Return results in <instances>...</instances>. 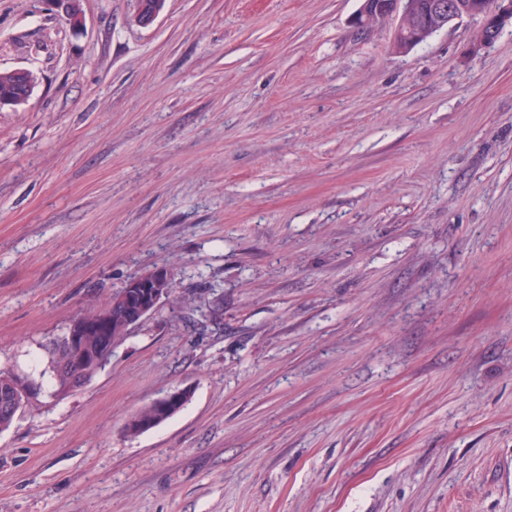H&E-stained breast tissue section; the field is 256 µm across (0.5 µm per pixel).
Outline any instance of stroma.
<instances>
[{"label": "stroma", "mask_w": 512, "mask_h": 512, "mask_svg": "<svg viewBox=\"0 0 512 512\" xmlns=\"http://www.w3.org/2000/svg\"><path fill=\"white\" fill-rule=\"evenodd\" d=\"M360 0H0V369L162 304L0 433V512H512V23ZM188 403L130 437V414ZM483 2L473 0L464 4L460 0H362L353 25L365 29L377 20L397 13L399 23L395 29L393 47L398 52H406L449 25L481 17V27L474 44L475 50H480L494 43L502 25L512 19L511 0ZM503 2H507L506 7L501 5ZM23 76V84L17 95L8 100H0V108L3 106H15L25 103L31 96L33 88V74L27 69H16ZM9 70H0V95L1 99L14 93L17 83L21 78ZM170 286L171 273L169 269L163 267L152 269L147 274H143L141 279L128 283L119 291L118 295L116 293L112 295L114 301L108 309L106 317L112 316L113 321L114 315L118 316V312L116 309L112 311V307L115 308L118 304H122L119 319L128 334L131 329L142 323L169 298ZM112 297L104 308L111 304ZM135 300L137 301L135 302Z\"/></svg>", "instance_id": "obj_1"}]
</instances>
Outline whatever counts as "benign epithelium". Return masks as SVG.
<instances>
[{"mask_svg":"<svg viewBox=\"0 0 512 512\" xmlns=\"http://www.w3.org/2000/svg\"><path fill=\"white\" fill-rule=\"evenodd\" d=\"M63 9L65 21L72 27L83 24L82 11L76 7L77 0H58ZM396 14L399 23L395 29L393 47L398 52H406L415 44L426 40L434 33L465 19H482L474 48L479 50L496 41L502 25L512 19V0H362L360 11L353 25L359 29L372 26L377 20ZM23 84L17 95L8 100H0L3 106L25 103L31 96L33 74L27 69L19 70ZM171 292V273L167 268H155L142 275L141 279L125 286L114 296L112 306L122 305L120 321L126 330H131L166 301ZM102 320L92 316L78 318L70 325L60 346L65 348L68 357L63 368L69 374L70 385L67 391L73 392L85 385L87 368L97 365L112 354V347L118 339L101 337L97 345H87L85 336L98 329Z\"/></svg>","mask_w":512,"mask_h":512,"instance_id":"obj_1","label":"benign epithelium"}]
</instances>
